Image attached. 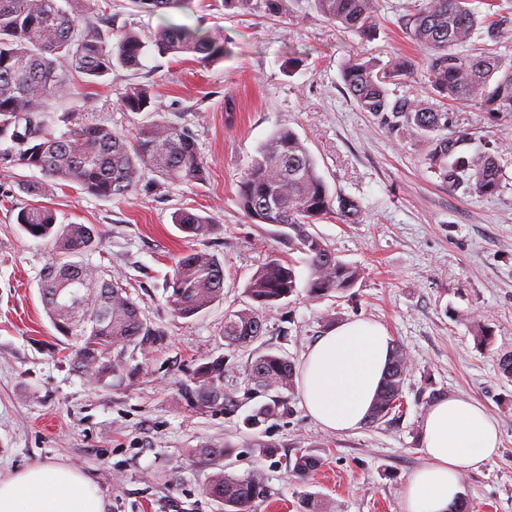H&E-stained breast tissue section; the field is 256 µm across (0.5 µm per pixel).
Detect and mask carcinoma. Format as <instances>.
<instances>
[{
  "label": "carcinoma",
  "instance_id": "obj_1",
  "mask_svg": "<svg viewBox=\"0 0 512 512\" xmlns=\"http://www.w3.org/2000/svg\"><path fill=\"white\" fill-rule=\"evenodd\" d=\"M156 13L180 9L186 0H133ZM283 0H224L226 6L248 13L278 14ZM317 10L342 28L371 40L378 30V0H313ZM477 0H419L408 14L409 35L424 52L429 78L427 97L392 96L388 84L408 74L405 61L386 71L373 59L354 57L342 71L346 89L362 112H369L394 131L427 144L424 162L450 185H465L480 196L500 188L502 168L496 155L460 152L466 137L448 135V104L469 106L490 114H512V57L477 47L489 38L496 44L512 40V0H496L499 10L483 14ZM88 0H0V143L10 147L0 158L37 169L40 182L23 185L35 199L70 184L92 196L122 199L140 188L148 169L171 182H202L208 169L192 133L177 124L153 121L123 135L99 123H82L59 137L44 133L46 99L70 93L68 73L87 76L88 83L116 66L144 67L151 54L191 55L209 63L228 54L225 39L198 27L168 24L150 36L134 30L114 35L100 27ZM153 91L145 85L129 88L120 105L129 112L150 107ZM240 204L254 224L283 228L288 247L307 255L308 291L314 297L343 292L353 286L357 271L337 259L334 251L308 227L331 213L333 197L318 173L307 147L289 127L279 128L241 178ZM17 224L29 236L46 239L58 261L41 277V296L54 329L70 346V362L79 375L103 386L120 385L141 367L126 358L129 348L157 341L142 318L129 287L80 260L96 247L98 232L86 224H60L54 210L35 202L22 208ZM174 224L189 237L206 232L210 221L183 210ZM174 312L190 318L224 297V268L214 256L192 251L182 255L167 282ZM297 288L294 264L272 258L250 278L245 293L252 305L224 318V341L230 348L254 342L267 331L268 315ZM410 359L395 343L380 391L367 424L388 423L401 406L400 397ZM224 359L200 365L193 373L198 395L205 402L233 396L223 391ZM248 383L269 395L248 416L261 426L288 412L294 391V365L281 354L259 355L246 368ZM322 458L302 451L288 468L304 487L321 468ZM206 492L224 501V512H252L264 497L257 473H216ZM304 512H331L317 493L301 497Z\"/></svg>",
  "mask_w": 512,
  "mask_h": 512
}]
</instances>
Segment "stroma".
<instances>
[{"instance_id":"35a3bbf8","label":"stroma","mask_w":512,"mask_h":512,"mask_svg":"<svg viewBox=\"0 0 512 512\" xmlns=\"http://www.w3.org/2000/svg\"><path fill=\"white\" fill-rule=\"evenodd\" d=\"M406 4L380 0V29L365 41L324 17L313 0H285L274 16L245 14L224 0H190L186 10L156 14L134 0H93L115 32L184 23L222 35L230 53L206 64L185 55L151 57L140 70L117 67L95 84L74 76L72 94L48 103V132L58 136L93 121L130 134L166 120L193 133L209 176L153 191L158 176L147 170L144 190L126 199L70 187L47 198L59 223L96 228L86 263L123 277L143 319L164 335L135 350L137 377L102 386L73 371L66 340L45 313L40 278L53 251L16 222L30 201L22 185L42 175L0 166V478L60 464L97 486L105 512H224L205 492L212 475L254 472L270 495L255 512H301L307 490L335 512H401L406 481L425 463L420 423L424 399L436 390L480 401L497 419V457L480 470H462L460 485L472 512H512V379L496 361L498 352L512 351V115L465 108L448 114L449 132L469 138L465 152L501 158V186L482 197L443 182L424 164L422 143L357 108L341 77L357 56L385 67L407 60L413 72L400 77L397 93L427 89L422 54L405 28ZM136 84L153 89L148 111L120 105ZM283 126L309 149L330 195L357 206L351 221L331 213L311 228L359 269L348 291L311 296L305 255L283 244L278 227L251 223L240 206L244 171ZM183 209L209 217L207 232L185 238L173 222ZM190 250L223 264L224 297L181 318L166 280ZM274 257L294 262L295 294L272 313L265 336L227 349L225 315L246 308L249 278ZM356 318L384 325L411 359L401 420L336 434L322 430L295 394L287 414L247 428L245 417L266 400L246 382L250 361L271 349L300 364L330 323ZM482 332L490 346L477 344ZM219 357L228 363L230 407L200 401L192 379L199 365ZM262 441L276 444L275 455L259 449ZM224 446L229 456H213ZM302 450L324 462L306 488L288 469L289 457Z\"/></svg>"}]
</instances>
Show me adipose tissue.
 Returning a JSON list of instances; mask_svg holds the SVG:
<instances>
[{"instance_id":"1","label":"adipose tissue","mask_w":512,"mask_h":512,"mask_svg":"<svg viewBox=\"0 0 512 512\" xmlns=\"http://www.w3.org/2000/svg\"><path fill=\"white\" fill-rule=\"evenodd\" d=\"M393 341L366 319L340 324L303 355V404L324 430L350 432L366 420L383 381ZM425 464L408 478L402 512H449L461 493L459 474L496 456L497 419L480 402L457 395L440 399L421 421ZM91 480L58 465L29 467L0 479V512H104Z\"/></svg>"}]
</instances>
